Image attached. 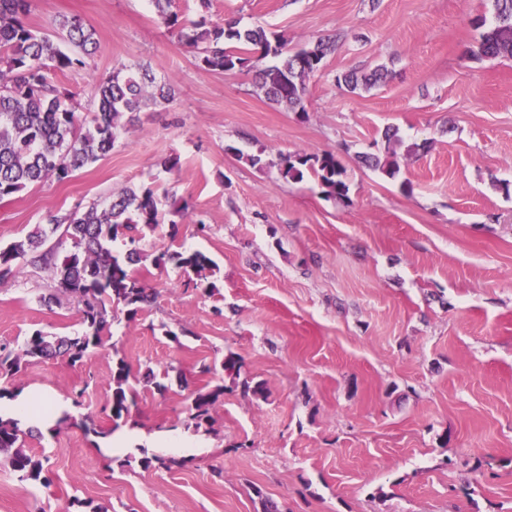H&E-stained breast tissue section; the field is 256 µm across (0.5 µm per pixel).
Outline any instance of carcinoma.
Returning a JSON list of instances; mask_svg holds the SVG:
<instances>
[{
  "label": "carcinoma",
  "mask_w": 512,
  "mask_h": 512,
  "mask_svg": "<svg viewBox=\"0 0 512 512\" xmlns=\"http://www.w3.org/2000/svg\"><path fill=\"white\" fill-rule=\"evenodd\" d=\"M162 24L178 30L180 36L198 49L200 66L207 71L229 72L244 68L255 73V81L272 104L302 116L307 114V80L321 72L335 49L334 41L319 38L297 50L288 49V38L262 26L239 27L232 18L214 21L209 16L211 0H197L198 19L185 24L171 10L172 0H150ZM31 0H0V200L19 194L29 186L52 178L63 181L74 172L97 162L112 151L120 130L133 124L137 114L150 105L170 102L175 88L158 81L141 67L121 65L94 82L96 110L90 120L81 118L60 79L86 67V59L97 48L94 27L78 16H59L53 21L55 33L35 30L24 22ZM494 22L482 17L473 21L479 39L469 50L472 58L512 57V0H493ZM271 57L277 63L262 67ZM380 68L369 75L354 72L336 78L350 93L387 80ZM385 154H366L363 164L389 178L400 171L396 151L390 143L398 140L395 129L384 132ZM278 174L286 181L314 178L328 199L347 197L346 169L336 156L324 153H288L280 157ZM169 223L158 208L154 191L126 189L105 205L92 203L50 219L51 232L62 235L72 249L58 257L44 248L47 232L38 226L23 240L0 247V281L13 276L19 261H28L50 271L55 292L44 299L61 304L66 299L77 306L83 330L76 336H51L39 330L26 338L19 352L0 347V379L18 373L26 359L65 360L74 366L91 353L106 349L111 340L108 328L123 313L133 321L149 306L155 294L144 287L131 266L140 260L136 244L145 231ZM128 238L124 255L113 252L112 243ZM158 266L174 264L186 275L205 276L210 260L194 251L163 252L155 257ZM129 367L117 360L112 370V394L105 409L112 430L127 422L135 404L129 384ZM224 397V385H205L192 392L187 426L199 429L209 424L210 410ZM26 431L19 423L0 416V453L8 452L9 463L22 481L48 488L52 480L42 460L21 448ZM185 460L155 455L143 460L145 467L171 470Z\"/></svg>",
  "instance_id": "cac0c4a2"
}]
</instances>
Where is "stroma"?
Wrapping results in <instances>:
<instances>
[{"label": "stroma", "mask_w": 512, "mask_h": 512, "mask_svg": "<svg viewBox=\"0 0 512 512\" xmlns=\"http://www.w3.org/2000/svg\"><path fill=\"white\" fill-rule=\"evenodd\" d=\"M62 14L99 41L61 80L80 115L95 109V77L123 64L171 80L176 94L141 112L106 157L0 200V246L125 188L189 208L177 230L141 241L156 301L113 324L112 351L75 367L33 360L8 382L70 404L75 424L24 439L50 488L20 480L0 455V512H73L74 497L99 512H262L265 496L281 512H512V58L466 55L479 38L470 21L493 19L491 0H212V20L264 26L292 50L334 39L303 119L271 105L253 72L200 69L148 0H34L28 22L48 32ZM379 67L390 76L375 88L336 82ZM390 126L402 141L395 179L359 162ZM298 151L335 154L346 199L281 179L280 154ZM184 250L205 254L211 275L153 263ZM54 288L47 271L17 263L0 282V345L81 332L75 304L44 305ZM230 353L266 397L202 373ZM120 357L138 440L111 455L104 406ZM162 372L163 396L151 383ZM209 382L224 398L188 463L144 467L155 440L185 434L190 393Z\"/></svg>", "instance_id": "1"}]
</instances>
